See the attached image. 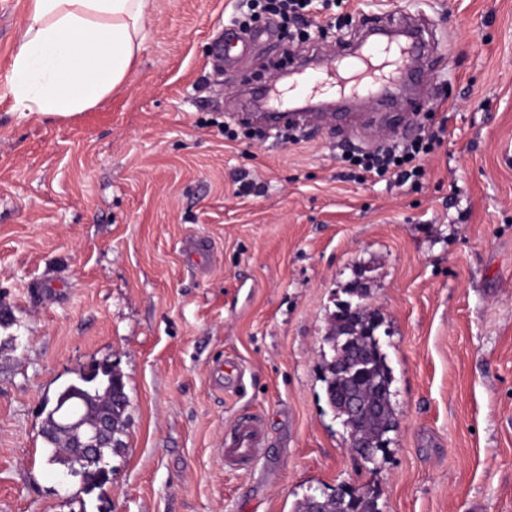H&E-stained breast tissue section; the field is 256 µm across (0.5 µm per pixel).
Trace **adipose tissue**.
I'll return each instance as SVG.
<instances>
[{
	"mask_svg": "<svg viewBox=\"0 0 512 512\" xmlns=\"http://www.w3.org/2000/svg\"><path fill=\"white\" fill-rule=\"evenodd\" d=\"M152 0H29L13 60L19 112L70 116L120 86L146 40Z\"/></svg>",
	"mask_w": 512,
	"mask_h": 512,
	"instance_id": "adipose-tissue-1",
	"label": "adipose tissue"
}]
</instances>
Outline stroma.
<instances>
[{"label":"stroma","mask_w":512,"mask_h":512,"mask_svg":"<svg viewBox=\"0 0 512 512\" xmlns=\"http://www.w3.org/2000/svg\"><path fill=\"white\" fill-rule=\"evenodd\" d=\"M27 3L0 0V512H292L354 488L381 512H512V0H313L300 45L262 22L234 33L242 0H153L124 83L67 117L13 109ZM396 13L435 29L422 111L447 125L415 185L340 160L414 131L268 138L234 120L291 53L340 51L327 18L352 32ZM355 284L382 317L398 419L371 462L321 380ZM103 362L129 422L89 493L40 429ZM243 416L267 435L250 469L224 459Z\"/></svg>","instance_id":"1"}]
</instances>
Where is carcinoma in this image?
<instances>
[{"label":"carcinoma","mask_w":512,"mask_h":512,"mask_svg":"<svg viewBox=\"0 0 512 512\" xmlns=\"http://www.w3.org/2000/svg\"><path fill=\"white\" fill-rule=\"evenodd\" d=\"M375 323L371 313L354 317L340 312L335 315L331 324L330 333L325 341L331 345L333 355L324 362L322 381L325 383L327 402L332 412L343 418L344 424L355 434L363 435V439L372 445V451L364 454L361 449H355L366 461H371L379 451L385 450L389 444L388 433L393 431L395 412L390 399L391 372L386 365V356L382 352L379 341L371 336H361L358 339L356 350L363 359L365 370L356 376L342 378L338 367L352 357L348 348V336L344 328L348 325L362 328ZM348 389L356 390L357 394L367 403H375L379 407L378 414L370 420L350 425L349 416L343 412L340 396ZM56 399L65 402V407L76 414L85 412L84 400L101 405L112 418V434L110 443L100 449L101 456L121 444L119 436L127 426V409L129 398L125 391L123 376L110 364L94 365L89 371L79 377L75 382L64 386L56 395ZM48 463L51 465H65L69 452L65 447V439L58 435L44 438ZM84 488L91 492L111 480L112 470L102 461L93 468L79 473ZM293 512H379L376 496L370 490L358 495L346 492V496L339 499L323 498L313 501L309 497L295 503Z\"/></svg>","instance_id":"cac0c4a2"}]
</instances>
